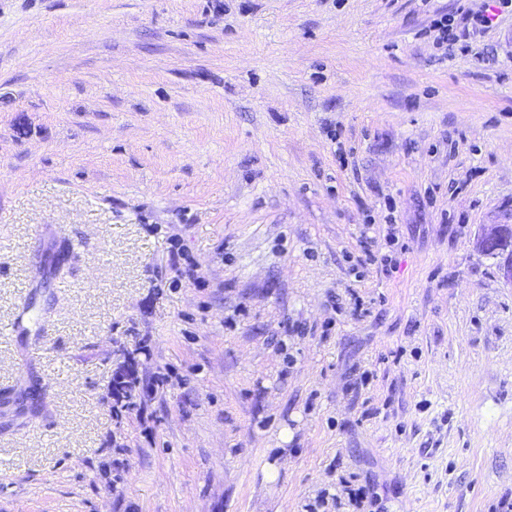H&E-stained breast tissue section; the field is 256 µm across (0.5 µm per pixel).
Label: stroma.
Returning a JSON list of instances; mask_svg holds the SVG:
<instances>
[{
    "label": "stroma",
    "instance_id": "1",
    "mask_svg": "<svg viewBox=\"0 0 512 512\" xmlns=\"http://www.w3.org/2000/svg\"><path fill=\"white\" fill-rule=\"evenodd\" d=\"M486 8L0 0V512L512 501ZM476 250L496 260L503 281L512 286V221L482 225L475 240Z\"/></svg>",
    "mask_w": 512,
    "mask_h": 512
}]
</instances>
